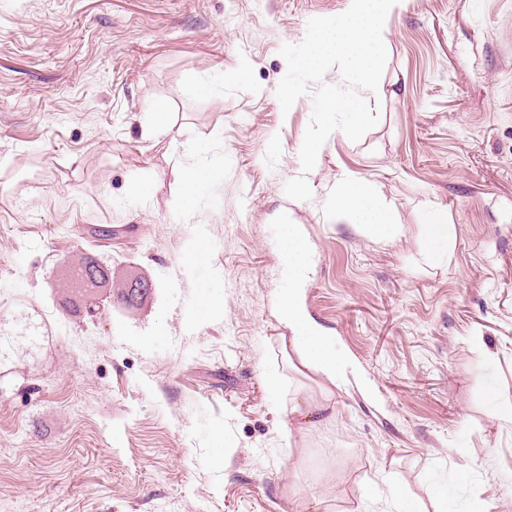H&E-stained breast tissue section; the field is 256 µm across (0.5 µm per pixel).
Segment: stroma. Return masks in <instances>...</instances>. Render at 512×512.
I'll use <instances>...</instances> for the list:
<instances>
[{
	"instance_id": "1",
	"label": "stroma",
	"mask_w": 512,
	"mask_h": 512,
	"mask_svg": "<svg viewBox=\"0 0 512 512\" xmlns=\"http://www.w3.org/2000/svg\"><path fill=\"white\" fill-rule=\"evenodd\" d=\"M347 8L0 0V512H389V483L512 512V419L489 415L512 404V0H404L377 125L331 134L306 173L313 101L282 112L279 50ZM158 99L180 136L146 134ZM212 159L222 177L182 208L183 170ZM301 175L307 201L284 191ZM351 176L396 238L337 209ZM433 209L455 226L439 265L421 251ZM284 224L311 250L302 306L345 358L333 396L282 354ZM85 254L155 297L71 317L57 284ZM216 281L224 309L195 324ZM304 398L332 416L291 418Z\"/></svg>"
}]
</instances>
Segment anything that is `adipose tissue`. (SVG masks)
Segmentation results:
<instances>
[{
  "label": "adipose tissue",
  "mask_w": 512,
  "mask_h": 512,
  "mask_svg": "<svg viewBox=\"0 0 512 512\" xmlns=\"http://www.w3.org/2000/svg\"><path fill=\"white\" fill-rule=\"evenodd\" d=\"M336 203L365 234L380 240L395 238L398 227L393 216L376 200L367 180L347 178ZM283 247L288 253L290 275L287 288L279 296L278 312L292 331L289 345L297 358L296 369L321 374L329 384H336L342 358L335 341L308 319L301 304L300 289L308 267V245L297 225H289L285 231Z\"/></svg>",
  "instance_id": "1"
}]
</instances>
